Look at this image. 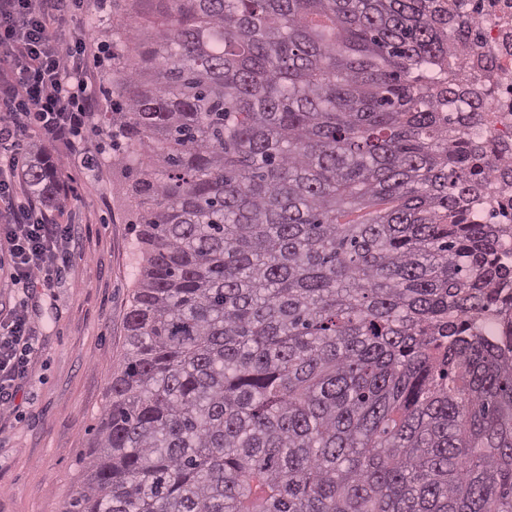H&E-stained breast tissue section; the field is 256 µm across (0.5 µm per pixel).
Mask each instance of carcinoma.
Listing matches in <instances>:
<instances>
[{"label":"carcinoma","mask_w":512,"mask_h":512,"mask_svg":"<svg viewBox=\"0 0 512 512\" xmlns=\"http://www.w3.org/2000/svg\"><path fill=\"white\" fill-rule=\"evenodd\" d=\"M155 2L112 31L145 263L66 512H512L470 0Z\"/></svg>","instance_id":"cac0c4a2"}]
</instances>
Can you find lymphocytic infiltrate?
Segmentation results:
<instances>
[{
    "label": "lymphocytic infiltrate",
    "mask_w": 512,
    "mask_h": 512,
    "mask_svg": "<svg viewBox=\"0 0 512 512\" xmlns=\"http://www.w3.org/2000/svg\"><path fill=\"white\" fill-rule=\"evenodd\" d=\"M81 0H0V198L16 187L20 159L31 130L66 144L64 164L82 155L76 134L97 96L84 77L83 42L62 31ZM0 233L12 257L13 278L54 287L67 254V230L31 207L0 211ZM20 299L0 320V407L10 406L27 377V356L37 342Z\"/></svg>",
    "instance_id": "obj_1"
}]
</instances>
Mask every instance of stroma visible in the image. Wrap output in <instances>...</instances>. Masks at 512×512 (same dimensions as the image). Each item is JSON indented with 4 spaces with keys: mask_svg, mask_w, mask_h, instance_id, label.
<instances>
[{
    "mask_svg": "<svg viewBox=\"0 0 512 512\" xmlns=\"http://www.w3.org/2000/svg\"><path fill=\"white\" fill-rule=\"evenodd\" d=\"M123 0H85L66 30L86 39L85 79L98 101L79 137L84 163L64 168L62 205L74 243L54 291L34 286L29 316L38 341L28 378L0 411V512H64L84 482L90 441L126 348L125 321L142 256L128 193L129 174L110 146L112 109L105 32L123 20Z\"/></svg>",
    "mask_w": 512,
    "mask_h": 512,
    "instance_id": "obj_1",
    "label": "stroma"
}]
</instances>
